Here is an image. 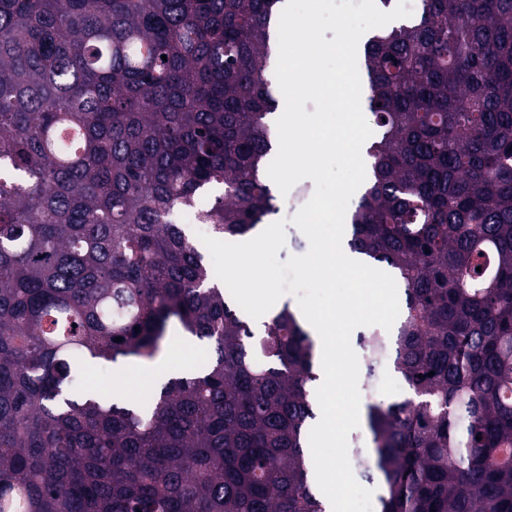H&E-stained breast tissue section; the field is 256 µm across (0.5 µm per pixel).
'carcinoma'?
Wrapping results in <instances>:
<instances>
[{
    "label": "carcinoma",
    "instance_id": "cac0c4a2",
    "mask_svg": "<svg viewBox=\"0 0 512 512\" xmlns=\"http://www.w3.org/2000/svg\"><path fill=\"white\" fill-rule=\"evenodd\" d=\"M277 3L0 0V512L331 508L312 337L287 306L255 335L175 220L236 239L277 211ZM364 54L350 247L404 283L411 392L367 406L364 474L380 512H512V0H423ZM175 323L213 350L200 371L132 400L77 385ZM390 26H392V25L387 24L384 27L376 28V29L368 31L361 38L360 45L358 47L357 65H358V70H359V74H360V78H361V82H362V86H363V90H362V109H363V113L365 115V118H366L369 126L371 127V129L373 131V135L364 144V146L362 148V157H363V160H364V163H365V167H366V179H365L364 183L360 186L358 192L355 193L353 195V197L351 198V200L349 202V205H348V208H347L346 217H345V230H344V236H343V241H342V248L343 249H344L345 245L347 246V240L351 237L352 228H351V224H350V215H351L352 211L354 210L356 204L358 203V201L360 199V196L365 191V188H366L367 182H368L369 169H368V162H367V156H366V149L371 144V142L376 140L377 137H378V130H377L375 124H374L373 117H372L370 112L366 111V107L364 106V99H365V96H366V93H367V84H368L366 70H365V67H364V59H363L364 58V44H365V42L371 36H373L374 34L380 32L384 28H387V27H390ZM277 59H278V36L276 37L275 27H274L273 51H272V54H271V57H270V60L268 63V68H267V78L271 84L272 93H273V96L276 101L274 113L271 115L272 132H273V151H272V155L269 160V164L276 156V153L278 150V132H277L276 122L284 110V98L279 89V86H278V83L276 80V76H275V68H276V64H277ZM269 164H268V166H269Z\"/></svg>",
    "mask_w": 512,
    "mask_h": 512
}]
</instances>
